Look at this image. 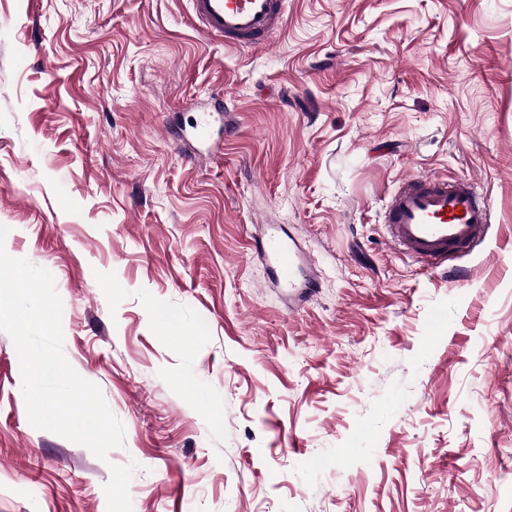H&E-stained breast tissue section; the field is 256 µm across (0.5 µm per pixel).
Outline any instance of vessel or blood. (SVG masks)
I'll use <instances>...</instances> for the list:
<instances>
[{
    "mask_svg": "<svg viewBox=\"0 0 512 512\" xmlns=\"http://www.w3.org/2000/svg\"><path fill=\"white\" fill-rule=\"evenodd\" d=\"M199 29L225 46L247 49L281 32L288 0H190ZM388 241L398 252L431 270H447L451 256L469 253L485 240L491 224L488 202L472 179L402 178L384 214ZM276 282L293 291L316 287V261L295 242L257 238Z\"/></svg>",
    "mask_w": 512,
    "mask_h": 512,
    "instance_id": "obj_1",
    "label": "vessel or blood"
}]
</instances>
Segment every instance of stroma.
<instances>
[{
  "label": "stroma",
  "instance_id": "35a3bbf8",
  "mask_svg": "<svg viewBox=\"0 0 512 512\" xmlns=\"http://www.w3.org/2000/svg\"><path fill=\"white\" fill-rule=\"evenodd\" d=\"M426 174L491 204L453 276L385 239ZM261 224L317 259L298 309ZM0 225L125 431L34 428L0 331V512H512V0H288L253 50L189 0H0Z\"/></svg>",
  "mask_w": 512,
  "mask_h": 512
}]
</instances>
